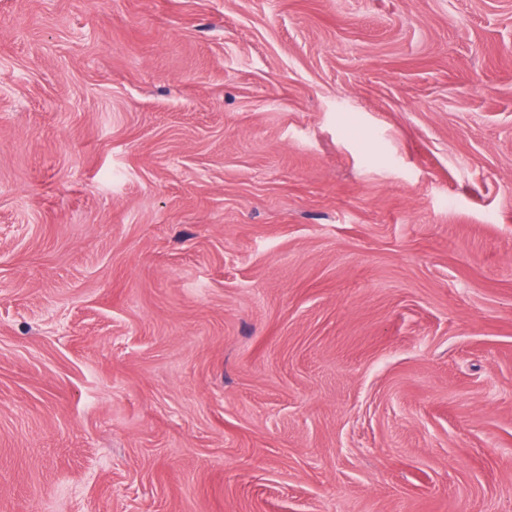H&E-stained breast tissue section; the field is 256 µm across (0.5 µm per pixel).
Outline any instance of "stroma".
Listing matches in <instances>:
<instances>
[{
  "label": "stroma",
  "mask_w": 512,
  "mask_h": 512,
  "mask_svg": "<svg viewBox=\"0 0 512 512\" xmlns=\"http://www.w3.org/2000/svg\"><path fill=\"white\" fill-rule=\"evenodd\" d=\"M0 512H512V0H0Z\"/></svg>",
  "instance_id": "35a3bbf8"
}]
</instances>
